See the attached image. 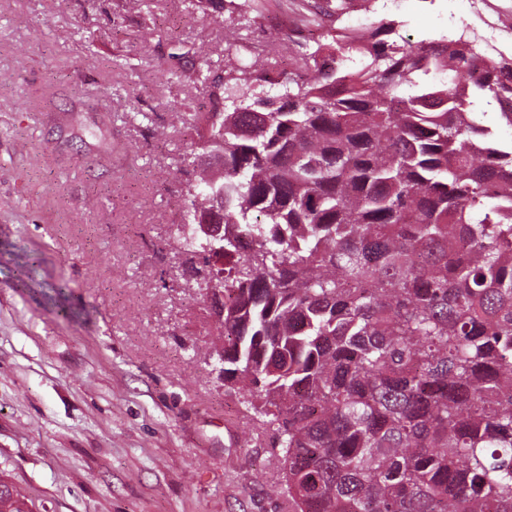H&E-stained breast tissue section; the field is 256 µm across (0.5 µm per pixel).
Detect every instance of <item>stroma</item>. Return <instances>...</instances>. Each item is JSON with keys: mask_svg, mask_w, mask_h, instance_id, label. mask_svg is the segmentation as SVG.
Here are the masks:
<instances>
[{"mask_svg": "<svg viewBox=\"0 0 512 512\" xmlns=\"http://www.w3.org/2000/svg\"><path fill=\"white\" fill-rule=\"evenodd\" d=\"M261 2L270 23L241 29L260 68L270 27L313 0ZM330 5L339 26L389 18L414 41L483 19L472 0ZM224 49L180 0L144 15L0 0V476L34 512H288L272 434L225 390L207 305L166 243L186 178L173 159L211 104L159 66L193 72Z\"/></svg>", "mask_w": 512, "mask_h": 512, "instance_id": "stroma-1", "label": "stroma"}]
</instances>
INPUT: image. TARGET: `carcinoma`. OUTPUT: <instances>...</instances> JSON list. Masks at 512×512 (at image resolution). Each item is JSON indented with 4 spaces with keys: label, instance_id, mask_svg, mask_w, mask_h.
<instances>
[{
    "label": "carcinoma",
    "instance_id": "obj_1",
    "mask_svg": "<svg viewBox=\"0 0 512 512\" xmlns=\"http://www.w3.org/2000/svg\"><path fill=\"white\" fill-rule=\"evenodd\" d=\"M295 64L274 94L238 57L199 70L221 107L178 159L224 156L167 240L224 386L272 429L289 512H512V147L479 111L512 128V56L382 19Z\"/></svg>",
    "mask_w": 512,
    "mask_h": 512
}]
</instances>
